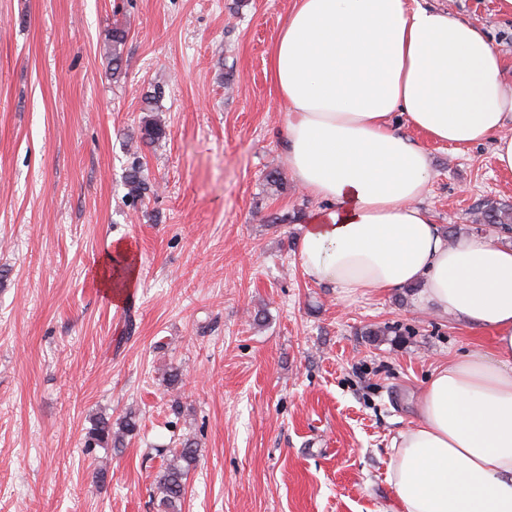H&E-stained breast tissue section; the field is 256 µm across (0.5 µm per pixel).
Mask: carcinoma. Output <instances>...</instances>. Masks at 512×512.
I'll return each instance as SVG.
<instances>
[{
    "mask_svg": "<svg viewBox=\"0 0 512 512\" xmlns=\"http://www.w3.org/2000/svg\"><path fill=\"white\" fill-rule=\"evenodd\" d=\"M128 32L123 28L112 29L105 53L110 61L112 77L122 74V49L126 43ZM167 125L158 117L144 120L140 128V143L153 144L165 139ZM125 185L132 199H140L150 190L148 179L140 161H134L125 174ZM482 223L500 228L505 232L512 231V213L488 205L482 211ZM139 430V419L133 412L114 421L111 417L100 415L94 419L93 427L88 433V447L98 446L112 448L116 451L125 447L129 439ZM201 448L193 436H185L179 440L178 446L168 450L164 456L159 474L156 478V490L161 512H182L185 501L187 479L196 467L200 458Z\"/></svg>",
    "mask_w": 512,
    "mask_h": 512,
    "instance_id": "obj_1",
    "label": "carcinoma"
}]
</instances>
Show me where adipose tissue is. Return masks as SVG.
Here are the masks:
<instances>
[{"label":"adipose tissue","instance_id":"adipose-tissue-1","mask_svg":"<svg viewBox=\"0 0 512 512\" xmlns=\"http://www.w3.org/2000/svg\"><path fill=\"white\" fill-rule=\"evenodd\" d=\"M280 140L324 201L300 228L303 274L348 296L419 285L424 308L489 332L438 364L393 441L401 512H512V246L448 240L420 204L424 149L395 116L512 172V76L482 25L420 0H293L268 61Z\"/></svg>","mask_w":512,"mask_h":512}]
</instances>
